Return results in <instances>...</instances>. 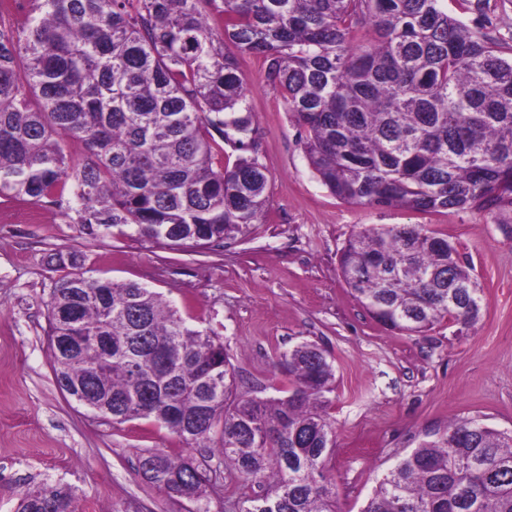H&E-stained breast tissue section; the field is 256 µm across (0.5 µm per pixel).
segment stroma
Returning <instances> with one entry per match:
<instances>
[{
  "label": "stroma",
  "instance_id": "35a3bbf8",
  "mask_svg": "<svg viewBox=\"0 0 512 512\" xmlns=\"http://www.w3.org/2000/svg\"><path fill=\"white\" fill-rule=\"evenodd\" d=\"M447 8L512 51V0H447ZM239 68L269 180L266 215L246 234L204 247L96 236L52 200L0 196V512H16L40 481L72 487L94 512L189 507L137 470L148 450L177 449L170 430L145 419L112 425L55 381L46 304L75 260L85 276L162 293L189 324L220 337L239 391L286 387L277 355L317 343L335 373L328 468L339 512H362L377 478L426 433L463 418L512 430V210L413 212L337 199L310 169L302 131L261 60L240 56ZM392 224L425 225L473 262L484 289L479 321L407 334L371 317L339 254L360 227ZM259 492L230 469L212 476L220 512H238L240 497Z\"/></svg>",
  "mask_w": 512,
  "mask_h": 512
}]
</instances>
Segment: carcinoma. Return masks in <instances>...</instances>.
Listing matches in <instances>:
<instances>
[{
	"mask_svg": "<svg viewBox=\"0 0 512 512\" xmlns=\"http://www.w3.org/2000/svg\"><path fill=\"white\" fill-rule=\"evenodd\" d=\"M25 2L22 26L0 12V195L38 203L68 187V210L89 232L169 246L247 232L269 194L238 65L248 54L339 200L512 210V59L448 16L445 0ZM64 137L82 154L66 153ZM224 142L252 155L226 167ZM339 268L393 329L468 325L482 309L471 261L420 225L354 232ZM47 310L57 385L95 416L152 419L184 448H217L263 488L240 512H336L325 472L334 372L317 344L279 355L288 395L239 394L220 338L142 284L75 273ZM139 472L188 512H212L205 462L155 450ZM76 502L71 487L43 483L18 512H77ZM362 512H512V434L470 418L426 436Z\"/></svg>",
	"mask_w": 512,
	"mask_h": 512,
	"instance_id": "1",
	"label": "carcinoma"
}]
</instances>
